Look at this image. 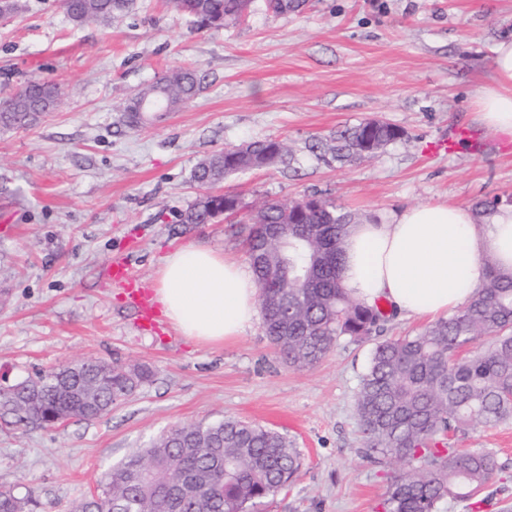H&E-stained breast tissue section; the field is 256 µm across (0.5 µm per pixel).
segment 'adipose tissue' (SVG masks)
Masks as SVG:
<instances>
[{"mask_svg":"<svg viewBox=\"0 0 512 512\" xmlns=\"http://www.w3.org/2000/svg\"><path fill=\"white\" fill-rule=\"evenodd\" d=\"M489 85L476 94V119L512 137V40L496 44ZM512 270V207L485 221L459 204L418 205L381 222L354 225L344 242V288L366 304L383 300L409 317H437L464 305L486 278L483 259ZM258 289L235 261L204 246L167 255L156 295L188 338L221 344L257 313Z\"/></svg>","mask_w":512,"mask_h":512,"instance_id":"obj_1","label":"adipose tissue"}]
</instances>
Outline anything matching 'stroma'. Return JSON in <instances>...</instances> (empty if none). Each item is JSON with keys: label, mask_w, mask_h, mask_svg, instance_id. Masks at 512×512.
Returning a JSON list of instances; mask_svg holds the SVG:
<instances>
[{"label": "stroma", "mask_w": 512, "mask_h": 512, "mask_svg": "<svg viewBox=\"0 0 512 512\" xmlns=\"http://www.w3.org/2000/svg\"><path fill=\"white\" fill-rule=\"evenodd\" d=\"M512 39V0H306L276 15L255 0L221 28H201L168 0H133L108 22L74 24L59 0H25L0 26V93L38 76L68 89L36 125L0 131V385L92 356L154 375L110 414L41 428L0 408V490L45 512H72L97 478L175 425L238 418L271 427L302 453L296 484L262 512H382L394 469L361 456L355 411L371 343L341 337L299 369L269 344L262 318L204 346L167 318L139 330L123 289L103 281L126 254L147 290L162 259L210 247L247 265L242 225L179 216L203 190L209 155L276 138L294 160L229 176L249 207L315 196L371 221L420 204L512 206V139L474 119L495 45ZM204 82L177 112L143 127L119 105L168 68ZM379 119L405 132L372 158H315L312 144ZM450 152L433 144L457 129ZM463 446L512 465V419Z\"/></svg>", "instance_id": "stroma-1"}]
</instances>
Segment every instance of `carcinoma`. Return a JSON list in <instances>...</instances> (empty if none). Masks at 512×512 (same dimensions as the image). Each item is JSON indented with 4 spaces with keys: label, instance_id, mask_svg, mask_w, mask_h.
Listing matches in <instances>:
<instances>
[{
    "label": "carcinoma",
    "instance_id": "cac0c4a2",
    "mask_svg": "<svg viewBox=\"0 0 512 512\" xmlns=\"http://www.w3.org/2000/svg\"><path fill=\"white\" fill-rule=\"evenodd\" d=\"M132 0H62L76 24L109 21ZM201 27H221L251 11L253 0H170ZM266 10L286 14L296 0H264ZM197 72L173 67L142 87L121 106L140 112L146 98L160 97L178 109L200 90ZM65 95L58 82L29 78L0 98V129L32 125ZM404 131L367 120L336 132L331 141L312 145L320 158L340 163L370 158L402 139ZM275 156L286 162L278 139L245 145L236 162L219 151L202 160L195 181L208 189L181 214L183 224H208L221 213L210 189L228 176L245 172ZM294 203L267 201L264 221L289 225L288 244L268 239L265 230L248 228L246 252L258 288L265 335L289 364L305 368L320 362L337 341L372 340L387 321L378 304L366 305L344 292L340 260L354 217L317 199L297 214ZM488 274L470 300L452 315L413 335L374 343L360 376L356 413L365 438L360 449L374 463L400 464L388 481L383 512H447L448 503H468L473 512L480 494L505 471L491 451H461L456 444L479 427L512 416V272L485 259ZM279 273L267 287L266 274ZM70 365L44 371L21 386L0 389V407L22 424L54 427L59 420H94L150 381L145 364L106 363L87 358L80 371ZM77 386L65 394V381ZM302 457L287 435L237 419L174 426L145 448L129 454L102 474L97 492L76 512H253L257 504L292 485ZM32 495L0 492V512H31Z\"/></svg>",
    "mask_w": 512,
    "mask_h": 512
}]
</instances>
